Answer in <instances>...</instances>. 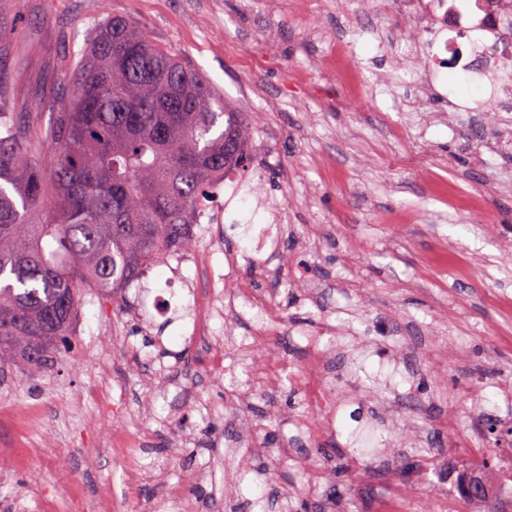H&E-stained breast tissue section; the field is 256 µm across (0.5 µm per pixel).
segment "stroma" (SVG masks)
Returning <instances> with one entry per match:
<instances>
[{
	"mask_svg": "<svg viewBox=\"0 0 512 512\" xmlns=\"http://www.w3.org/2000/svg\"><path fill=\"white\" fill-rule=\"evenodd\" d=\"M113 14L246 113V198L196 249L218 273L240 253L237 277L274 294L277 315L255 337L263 311H223L188 265L153 267L120 296L84 292L65 354L32 377L0 372V512H183L190 500L204 512H415L431 486L444 512H472L453 490L485 446L476 419L512 426V147L473 142L458 117L481 111L495 76L469 86L403 52L422 35L384 0H0V101L29 133L72 94L74 52ZM257 186L290 204L275 250L259 253L242 229L269 219ZM168 290L169 321L153 308ZM211 306L222 314L202 327L220 362L185 329ZM323 322L348 332L323 348L341 399L385 436L377 452L350 447L345 411L337 436L288 450L316 416L300 351ZM267 343L279 354L258 376L252 355ZM405 344L411 362L393 367ZM472 384L482 405L459 394ZM243 395L266 447L235 446ZM452 437L465 446L450 455ZM229 467L239 487L225 485Z\"/></svg>",
	"mask_w": 512,
	"mask_h": 512,
	"instance_id": "obj_1",
	"label": "stroma"
}]
</instances>
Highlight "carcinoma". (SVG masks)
I'll return each instance as SVG.
<instances>
[{
  "instance_id": "obj_1",
  "label": "carcinoma",
  "mask_w": 512,
  "mask_h": 512,
  "mask_svg": "<svg viewBox=\"0 0 512 512\" xmlns=\"http://www.w3.org/2000/svg\"><path fill=\"white\" fill-rule=\"evenodd\" d=\"M76 94L40 136L34 158L25 116L0 106V367L29 375L69 345L80 291L120 295L193 240L217 183L252 160L245 113L133 21L104 18L78 53ZM49 202L53 219L33 224ZM494 467L460 474L455 489Z\"/></svg>"
}]
</instances>
